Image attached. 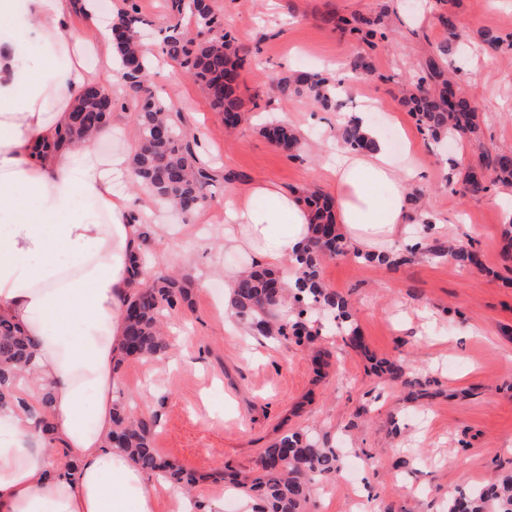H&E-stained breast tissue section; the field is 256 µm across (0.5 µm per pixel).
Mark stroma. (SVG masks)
Returning <instances> with one entry per match:
<instances>
[{"mask_svg": "<svg viewBox=\"0 0 512 512\" xmlns=\"http://www.w3.org/2000/svg\"><path fill=\"white\" fill-rule=\"evenodd\" d=\"M224 26L238 43L258 47L240 72L246 119L226 133L203 89L176 63L154 70L152 86L180 105L227 182L218 200L188 221L171 216L129 183L119 190L136 212L150 213L164 232L151 250L147 277L175 269L192 288V303L169 311L164 356L129 360L118 370L119 401L139 407L155 401L153 446L195 472V491L223 493L218 512H243L224 494V472L255 473L264 448L290 429L311 432L358 458L362 472L339 483L314 482L306 512H448V499L464 484L512 470V270L502 257V225L512 188L491 186L479 196L457 185L459 170L477 164L467 141L435 143L420 132L401 104L402 84L447 40L442 15L455 14L467 41L452 58L456 78L478 105L481 137L490 152L512 151V52L489 56L481 36L512 32V0H217ZM386 12L388 40L373 54L375 74L347 75L343 111L377 102L373 125L393 143L397 161L417 147L422 169L412 186L419 206L436 224L431 238L461 240L478 250L481 268L461 269L447 259L416 252L387 267L341 256L321 263L323 283L349 304L366 352L341 337L322 335L314 347L281 336L230 328L224 302L226 275L247 263L224 246L218 217L225 198L255 181L292 194L334 195L324 166L336 146L337 114L309 99L283 100L270 91L273 76L294 69L330 75L360 43L333 21ZM278 115L309 143L289 158L261 131L265 113ZM400 363L425 382L427 398L408 400L407 388L375 376L370 358Z\"/></svg>", "mask_w": 512, "mask_h": 512, "instance_id": "1", "label": "stroma"}]
</instances>
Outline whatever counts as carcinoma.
I'll return each mask as SVG.
<instances>
[{
  "label": "carcinoma",
  "instance_id": "obj_1",
  "mask_svg": "<svg viewBox=\"0 0 512 512\" xmlns=\"http://www.w3.org/2000/svg\"><path fill=\"white\" fill-rule=\"evenodd\" d=\"M118 10L112 32L120 61V77L125 86V106L137 133V146L130 159L132 184L157 202L170 206L187 217L208 207L219 175L202 157V145L191 134L182 113L173 111L169 101L150 85V70L155 53L146 48L140 33L152 27V21L140 12L136 0H125ZM167 24L158 31L159 53L180 65L205 91L211 107L224 115V126L233 130L243 119L244 102L237 94V81L248 51L224 31V20L216 0H166ZM448 30V44L436 55L420 62L418 74L402 97V104L415 118L419 130L438 141L465 139L480 150V167L488 170L489 180L481 181L469 166L460 172L466 190L479 195L490 184L512 187V151L494 154L480 141L477 107L458 88L450 75L453 45L463 31L453 14L443 18ZM336 28L357 36L365 45L348 62V69L360 76L374 75L372 52L386 39L387 15L384 13L340 19ZM483 49L496 54L512 50V34H483ZM278 97L306 96L325 111L336 110L341 90L336 83L317 73L293 71L282 73L272 83ZM112 96L103 87L87 86L69 116L60 135V143L76 144L85 137L103 131L112 124ZM264 135L278 148L299 156L304 148L300 136L288 126L270 120ZM337 138L352 150L369 151L373 142L355 120L339 126ZM312 215V236L302 258L294 287H282L281 278L269 269L243 274L230 300L236 315L249 329L263 336H294L310 341L326 328L342 337L352 349L363 348L357 327L351 321L348 303L340 294L326 288L321 274L322 259L346 253L331 199L311 193L304 196ZM426 252L446 257L465 268L481 266L478 252L471 245L436 242ZM356 259L388 266L404 264L409 257L401 253L353 252ZM148 262L146 252L136 253L131 262L132 290L125 309V330L116 366L128 358H152L168 347L161 329V317L179 305L191 304L188 284L172 275L143 280ZM29 340L12 323L0 319V402L10 396L21 373L29 363ZM373 371L386 373L405 387L425 395L423 384L410 379L401 365L381 360ZM156 419L140 420L117 405L113 414L110 445L124 449L140 467L185 486L196 483V476L161 457L153 446L152 428ZM342 449L317 440L306 433L289 431L264 449L261 473L232 479L247 494L260 501L259 512H305L314 478L329 480L341 471ZM448 512H512V474L487 484H475L459 491L448 501Z\"/></svg>",
  "mask_w": 512,
  "mask_h": 512
}]
</instances>
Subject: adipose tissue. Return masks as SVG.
Returning <instances> with one entry per match:
<instances>
[{"instance_id":"adipose-tissue-1","label":"adipose tissue","mask_w":512,"mask_h":512,"mask_svg":"<svg viewBox=\"0 0 512 512\" xmlns=\"http://www.w3.org/2000/svg\"><path fill=\"white\" fill-rule=\"evenodd\" d=\"M20 3L46 66L32 76L20 43L0 45V319L17 325L32 350L31 375L0 405V512H158L167 500L177 512H202L200 496L148 477L109 444L129 259L141 231L115 190L130 176L127 162H102L93 138L75 149L34 152L54 141L88 84L120 92L111 79L118 57L112 30L98 23L96 38L86 39L68 22L74 0H0V22L15 17ZM357 118L375 147L341 150L327 165L336 222L357 245L386 247L410 233V184L420 168L412 161L397 170L366 112ZM79 198L94 212L77 209ZM311 234L309 210L275 184L255 183L224 203L225 246L259 265L296 264ZM46 389L52 403L45 410ZM43 410L50 444L34 426ZM52 447L72 460V470H55Z\"/></svg>"}]
</instances>
